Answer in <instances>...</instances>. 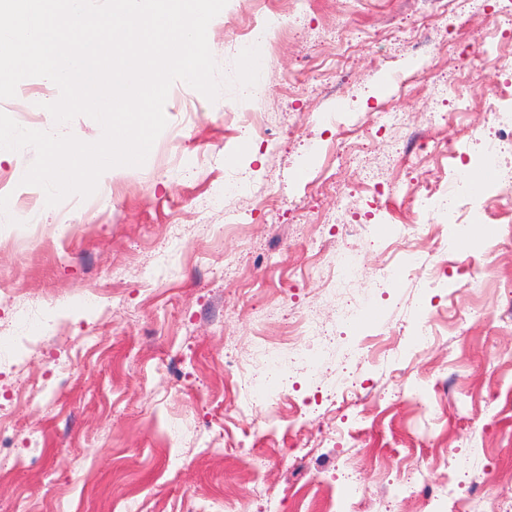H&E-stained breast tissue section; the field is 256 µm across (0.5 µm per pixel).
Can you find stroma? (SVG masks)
Instances as JSON below:
<instances>
[{
	"instance_id": "obj_1",
	"label": "stroma",
	"mask_w": 512,
	"mask_h": 512,
	"mask_svg": "<svg viewBox=\"0 0 512 512\" xmlns=\"http://www.w3.org/2000/svg\"><path fill=\"white\" fill-rule=\"evenodd\" d=\"M496 0H228L207 40L221 78L216 101L182 81L170 88L167 126L139 167L105 172L88 198L50 207L38 196L31 221L16 205L35 154L0 156V408L23 428L0 437V512H225L253 501L256 480L305 512L312 497L347 506L352 472L369 512H435L457 472L469 512H512V234L489 241L495 267L473 266L470 244L448 261L447 287L402 276L381 288L354 280L320 298L337 250L366 276L379 263L372 235L415 219L414 184H447L428 144L466 140L487 127L486 97L512 56L485 57L497 36ZM256 20L281 35L264 48L262 97L244 102L233 84L242 27ZM474 102L463 126L438 123L450 88ZM57 86L25 79L0 111L30 112L24 126L54 127ZM393 106L403 125H381ZM262 117L259 135L245 113ZM369 127L359 160L342 152L331 119ZM249 171V194L227 188ZM388 184L373 197L366 181ZM332 323L334 342L306 371L294 366L272 429L240 417L228 353L262 364L256 334L281 335L293 312ZM56 322L39 338L45 319ZM432 336L425 351L416 344ZM386 337L378 364L360 360L363 340ZM93 349L63 373L81 342ZM371 397L323 402L316 421L292 425L297 403L332 393L338 378ZM46 386L37 404L17 400ZM361 430L339 441V422ZM412 471L405 497L377 492L384 471Z\"/></svg>"
}]
</instances>
